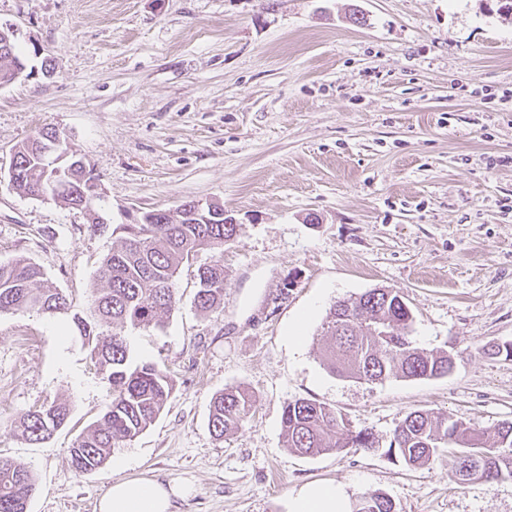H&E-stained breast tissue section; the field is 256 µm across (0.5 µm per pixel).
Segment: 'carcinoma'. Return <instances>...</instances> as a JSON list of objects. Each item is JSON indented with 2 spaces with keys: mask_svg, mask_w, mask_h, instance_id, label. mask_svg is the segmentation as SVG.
<instances>
[{
  "mask_svg": "<svg viewBox=\"0 0 512 512\" xmlns=\"http://www.w3.org/2000/svg\"><path fill=\"white\" fill-rule=\"evenodd\" d=\"M54 133L46 126L14 150L11 185L36 197L42 170L34 142ZM82 198L81 182L65 175L56 179L52 199L72 208ZM239 224H174L168 210L152 211L147 224H120L119 249L105 256L100 267L104 283L84 316L73 322L90 347L91 361L105 374L112 399L102 416L80 433L68 450L71 466L86 473L101 466L120 448L146 430L163 410L173 390L171 377L155 364L132 366L126 330L158 326L177 303L173 288L179 265L208 247L217 256L197 269L194 304L202 312L216 311L224 299V243L236 238ZM68 296L44 280L40 267L17 260L0 264V313L36 309L65 313ZM413 315L401 296L385 289L367 291L331 305L321 324L329 338L320 350L321 363L332 375L356 382L378 383L388 378L431 379L454 369L447 352L421 349L411 336ZM251 397L226 389L212 402L209 426L222 437L249 417ZM70 407L64 401L22 415L19 427L31 442L44 443L65 426ZM287 447L313 457L348 449L374 450L372 433L356 430L344 415L324 403L298 398L288 401L281 418ZM440 448L448 449V468L461 481L512 478V421L488 431L425 410L407 414L397 425L387 453L416 468L429 463ZM36 490L33 472L25 465L0 458V512H27ZM354 512H395L392 500L379 491L363 493Z\"/></svg>",
  "mask_w": 512,
  "mask_h": 512,
  "instance_id": "obj_1",
  "label": "carcinoma"
}]
</instances>
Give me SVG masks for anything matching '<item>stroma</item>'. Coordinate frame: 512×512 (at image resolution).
<instances>
[{
  "label": "stroma",
  "mask_w": 512,
  "mask_h": 512,
  "mask_svg": "<svg viewBox=\"0 0 512 512\" xmlns=\"http://www.w3.org/2000/svg\"><path fill=\"white\" fill-rule=\"evenodd\" d=\"M498 7L0 0V25L36 69L0 87V263H36L72 301L67 314L0 313V457L31 467L29 512H97L112 481L147 471L191 486L179 512H288L311 482L353 501L382 492L396 512H512V479L457 483L447 449L421 468L386 454L416 410L484 428L512 420V357L486 352L512 342V17ZM47 125L99 176L107 229L12 188L15 146ZM190 199L220 202L242 226L224 246V301L194 306L196 270L213 258L200 250L163 327L127 332L132 362L174 382L164 410L77 473L67 450L111 396L72 317L101 286L116 225ZM375 288L404 298L418 347L453 355L448 376L366 384L323 368L326 310ZM235 387L253 398L249 418L216 437L211 400ZM298 398L371 430L378 450L293 453L281 416ZM57 399L69 423L26 441L19 417Z\"/></svg>",
  "instance_id": "35a3bbf8"
}]
</instances>
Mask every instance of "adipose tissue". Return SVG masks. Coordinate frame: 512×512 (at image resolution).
I'll return each mask as SVG.
<instances>
[{"label":"adipose tissue","mask_w":512,"mask_h":512,"mask_svg":"<svg viewBox=\"0 0 512 512\" xmlns=\"http://www.w3.org/2000/svg\"><path fill=\"white\" fill-rule=\"evenodd\" d=\"M188 492L186 485L156 475L119 478L100 498L97 512H176ZM288 512H351V504L336 484L310 483L289 496Z\"/></svg>","instance_id":"adipose-tissue-1"}]
</instances>
